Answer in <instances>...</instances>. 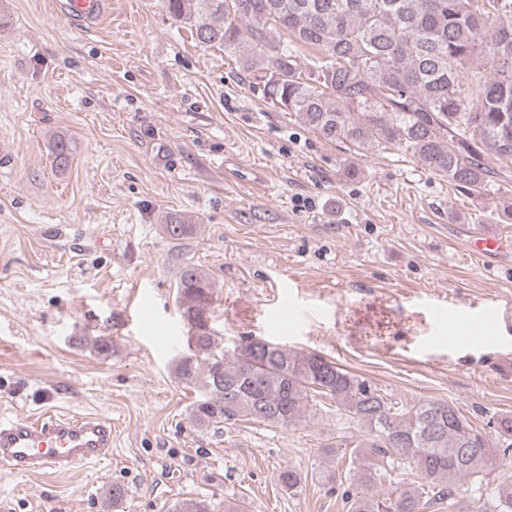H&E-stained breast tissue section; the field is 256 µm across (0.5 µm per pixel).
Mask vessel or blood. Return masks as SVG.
<instances>
[{"mask_svg":"<svg viewBox=\"0 0 512 512\" xmlns=\"http://www.w3.org/2000/svg\"><path fill=\"white\" fill-rule=\"evenodd\" d=\"M54 7L77 26L99 23L106 15L109 0H55ZM228 173L236 180L263 186L264 172L255 166L233 164ZM468 248L484 259L512 253V235L472 234ZM112 453V424L105 418L54 414L0 417V464L27 472H62L97 462Z\"/></svg>","mask_w":512,"mask_h":512,"instance_id":"vessel-or-blood-1","label":"vessel or blood"}]
</instances>
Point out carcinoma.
Masks as SVG:
<instances>
[{
  "instance_id": "1",
  "label": "carcinoma",
  "mask_w": 512,
  "mask_h": 512,
  "mask_svg": "<svg viewBox=\"0 0 512 512\" xmlns=\"http://www.w3.org/2000/svg\"><path fill=\"white\" fill-rule=\"evenodd\" d=\"M198 43L234 56L268 100L330 142L355 150L395 146L454 189L491 191L492 155L512 164V0H164ZM480 60L483 75L470 69ZM71 143L51 147L68 167ZM177 299L190 321L189 352L176 378L201 389L190 416L201 428L228 421L292 425L323 404L362 432L351 440L348 512H423L465 478L493 465L490 438L444 400L401 403L319 355L249 340L228 355L201 325L213 302L211 276L190 261L178 267ZM512 449V416L488 420ZM408 464L416 488L372 492ZM285 492L301 475L284 469ZM496 512H512V483L497 486ZM178 512H246L240 500L220 507L196 499Z\"/></svg>"
}]
</instances>
